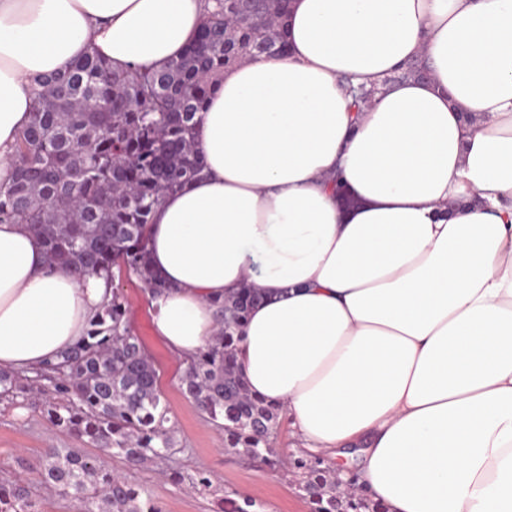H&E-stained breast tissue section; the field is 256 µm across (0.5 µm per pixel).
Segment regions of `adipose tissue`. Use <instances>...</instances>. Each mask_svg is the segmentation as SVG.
Wrapping results in <instances>:
<instances>
[{"instance_id":"adipose-tissue-1","label":"adipose tissue","mask_w":512,"mask_h":512,"mask_svg":"<svg viewBox=\"0 0 512 512\" xmlns=\"http://www.w3.org/2000/svg\"><path fill=\"white\" fill-rule=\"evenodd\" d=\"M214 6L0 0V183L35 79L159 67ZM285 40L225 68L204 174L153 214V333L193 356L214 301L259 289L239 367L307 455L356 449L387 512H512V0H291ZM110 296L0 223V368L33 374Z\"/></svg>"}]
</instances>
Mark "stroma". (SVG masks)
<instances>
[{"instance_id":"1","label":"stroma","mask_w":512,"mask_h":512,"mask_svg":"<svg viewBox=\"0 0 512 512\" xmlns=\"http://www.w3.org/2000/svg\"><path fill=\"white\" fill-rule=\"evenodd\" d=\"M113 286L123 296L135 335L153 356L159 386L177 427L182 451L179 469L187 476L205 473L212 481L208 492L196 493L159 475L153 467L127 468L111 460L112 469L125 473L161 512H221L223 498L250 497L258 512H311L306 493L295 473L272 471L256 461L227 450L221 436L184 395V364L154 336L149 304L140 282L125 269H114ZM84 442L53 427L40 409L28 402L0 404V470L27 474L51 448H80Z\"/></svg>"}]
</instances>
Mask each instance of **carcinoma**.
<instances>
[{
  "instance_id": "obj_1",
  "label": "carcinoma",
  "mask_w": 512,
  "mask_h": 512,
  "mask_svg": "<svg viewBox=\"0 0 512 512\" xmlns=\"http://www.w3.org/2000/svg\"><path fill=\"white\" fill-rule=\"evenodd\" d=\"M219 0L218 9L178 58L158 69L114 68L88 55L73 69L35 80L29 125L21 132L10 182L0 184V223L24 224L41 240L47 263L75 278L102 277L113 268L135 275L156 297L169 285L151 268L148 225L163 197L198 178V147L212 78L262 47L278 54L288 0ZM261 299L243 288L217 303L212 342L185 360L182 389L224 435V447L273 469L286 465L270 437L280 409L251 394L237 366L234 330ZM156 363L132 332L123 297L90 322L87 335L29 377L0 370V402L40 407L56 428L95 451L51 448L34 471L48 495L69 497L83 512H160L109 460L151 465L175 479L176 426ZM312 512H383L355 494L336 497L310 459L298 458ZM30 484L0 474V512H40Z\"/></svg>"
}]
</instances>
